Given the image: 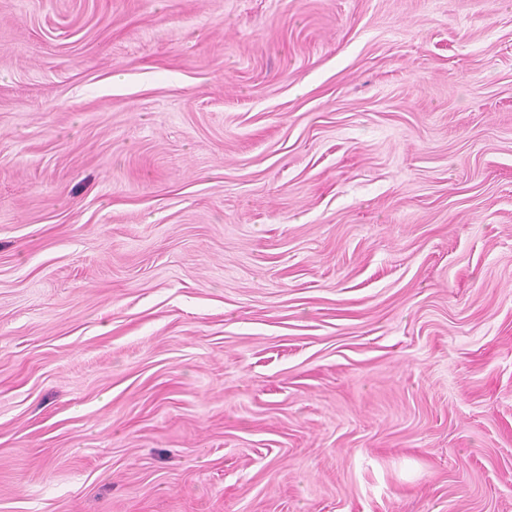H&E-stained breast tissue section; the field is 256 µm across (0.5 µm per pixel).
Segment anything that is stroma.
Instances as JSON below:
<instances>
[{
    "mask_svg": "<svg viewBox=\"0 0 512 512\" xmlns=\"http://www.w3.org/2000/svg\"><path fill=\"white\" fill-rule=\"evenodd\" d=\"M0 512H512V0H0Z\"/></svg>",
    "mask_w": 512,
    "mask_h": 512,
    "instance_id": "stroma-1",
    "label": "stroma"
}]
</instances>
